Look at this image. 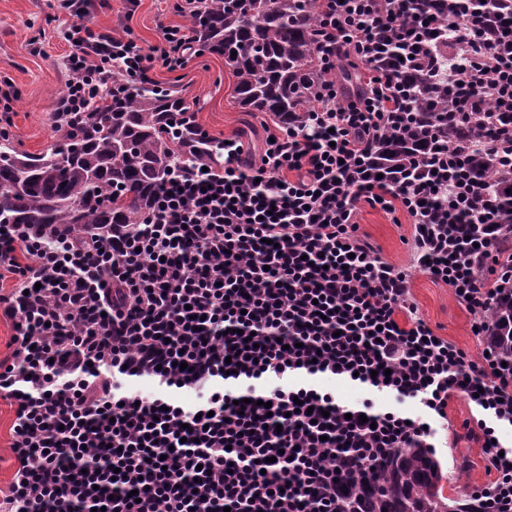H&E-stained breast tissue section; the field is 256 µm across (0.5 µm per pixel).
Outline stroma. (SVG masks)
Instances as JSON below:
<instances>
[{
    "mask_svg": "<svg viewBox=\"0 0 512 512\" xmlns=\"http://www.w3.org/2000/svg\"><path fill=\"white\" fill-rule=\"evenodd\" d=\"M174 2L138 0L131 11L125 0H102L95 20L104 26L128 25L143 45H153L161 37V25L189 23L188 14L174 11ZM49 13L48 0H0V76L10 77L19 91L11 113L13 141L18 151L32 154L46 151L56 140L52 110L64 89L70 54L60 34L61 22L49 20ZM183 75L198 122L216 137L240 135L246 148L258 153L269 117L239 105L235 77L223 57L207 53L192 59ZM358 222L381 256L407 272L410 297L436 334L467 351L481 347L482 337L471 330L472 315L456 301L451 288L417 267L409 222L393 223L390 215L368 207L361 209ZM479 417L475 405L453 399L448 427L434 441L448 477L444 493L463 505L492 480L480 441L469 435Z\"/></svg>",
    "mask_w": 512,
    "mask_h": 512,
    "instance_id": "35a3bbf8",
    "label": "stroma"
}]
</instances>
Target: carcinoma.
I'll use <instances>...</instances> for the list:
<instances>
[{
  "label": "carcinoma",
  "instance_id": "cac0c4a2",
  "mask_svg": "<svg viewBox=\"0 0 512 512\" xmlns=\"http://www.w3.org/2000/svg\"><path fill=\"white\" fill-rule=\"evenodd\" d=\"M316 13L304 0H202L191 14V29L209 52L224 56L236 79L235 94L250 112H264L283 126L303 122L313 109L320 72L314 47ZM431 93L430 102L410 117L412 138L384 148V156L407 160L435 146L428 137L454 142L470 131L448 123ZM187 108L176 90L142 86L101 99L73 124L55 127L57 142L47 152L18 151L0 135V224L39 229L92 231L110 224L132 229L151 209L182 158L208 157L189 132L168 137L171 113ZM477 180L507 182V174L478 154L469 162ZM487 342L497 358L512 364V290L502 293ZM447 477L429 448H398L383 459L382 479L366 476L340 484V512H448Z\"/></svg>",
  "mask_w": 512,
  "mask_h": 512
}]
</instances>
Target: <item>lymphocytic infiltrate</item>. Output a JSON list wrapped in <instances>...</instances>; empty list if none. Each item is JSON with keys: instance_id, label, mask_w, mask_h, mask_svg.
<instances>
[{"instance_id": "lymphocytic-infiltrate-1", "label": "lymphocytic infiltrate", "mask_w": 512, "mask_h": 512, "mask_svg": "<svg viewBox=\"0 0 512 512\" xmlns=\"http://www.w3.org/2000/svg\"><path fill=\"white\" fill-rule=\"evenodd\" d=\"M314 0L322 79L303 127L263 138L209 134L208 165L173 166L134 232L52 237L0 224V317L11 323L0 398L14 408L16 470L0 512H338L336 485L398 448H427L448 404L472 399L494 474L468 512H512V366L469 353L422 319L406 273L360 232L362 206L402 213L417 262L452 288L489 335L512 266L499 243L512 210L464 176L474 153L512 169V0ZM68 14L61 122L86 111L115 75L151 82L200 56L191 30L132 32L94 24L92 0ZM355 69L345 96L334 77ZM448 92V120L474 137L382 168L379 142L403 139L415 104L406 77ZM476 239H469V232ZM34 263H20V253ZM493 274L495 287L485 276ZM322 377L394 395L337 402ZM169 388L130 391L132 380ZM413 401L417 414L401 404Z\"/></svg>"}]
</instances>
